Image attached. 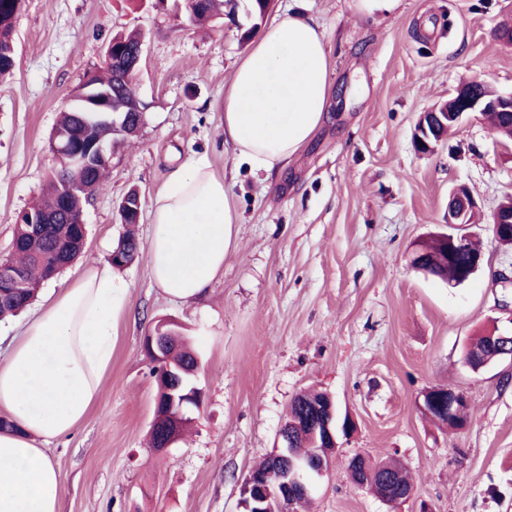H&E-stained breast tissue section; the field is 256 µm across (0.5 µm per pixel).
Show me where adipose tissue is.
<instances>
[{
	"label": "adipose tissue",
	"mask_w": 512,
	"mask_h": 512,
	"mask_svg": "<svg viewBox=\"0 0 512 512\" xmlns=\"http://www.w3.org/2000/svg\"><path fill=\"white\" fill-rule=\"evenodd\" d=\"M326 31L296 12L267 26L224 86V140L251 171H284L324 123L332 92ZM240 215L223 176L189 153L151 211L149 276L174 299L200 298L224 270ZM126 288L111 261L62 288L0 363V512H59L62 486L43 442L69 434L101 392Z\"/></svg>",
	"instance_id": "ef3b65f1"
}]
</instances>
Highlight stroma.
<instances>
[{
    "instance_id": "1",
    "label": "stroma",
    "mask_w": 512,
    "mask_h": 512,
    "mask_svg": "<svg viewBox=\"0 0 512 512\" xmlns=\"http://www.w3.org/2000/svg\"><path fill=\"white\" fill-rule=\"evenodd\" d=\"M299 11L323 24L333 57L332 101L310 144L279 175L237 164L224 142V84L249 45L234 24L189 20L174 0H26L15 23L16 66L0 78V258L17 214L54 166L49 138L88 72L103 68L115 33L146 36L136 78L148 103L138 135L112 149L106 186L84 210L81 256L23 312L0 321V359L55 292L109 257L125 227L118 206L138 188L141 248L119 271L127 308L112 364L86 419L45 443L63 489L61 512H244L243 486L275 449L299 393H330L354 434L308 476L295 512H512V363L480 371L463 354L480 332L512 330V245L491 216L512 195V140L465 116L431 154L413 143L418 117L470 76L512 94V46L495 32L512 0H401L358 18L352 0H273L266 21ZM225 175L241 215L224 271L193 302L162 293L148 273L154 197L189 152ZM467 185L480 216V270L454 285L415 270L421 243L448 222V194ZM179 324L195 348L202 391L189 430L153 451L156 381L144 338ZM463 392L472 412L451 431L421 408L426 390ZM398 460L413 491L391 508L348 470L354 456Z\"/></svg>"
}]
</instances>
